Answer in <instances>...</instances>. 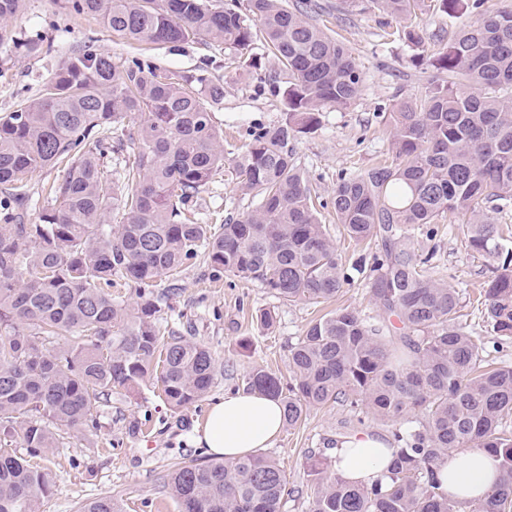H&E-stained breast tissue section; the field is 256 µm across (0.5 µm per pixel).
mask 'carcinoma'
<instances>
[{
    "instance_id": "cac0c4a2",
    "label": "carcinoma",
    "mask_w": 512,
    "mask_h": 512,
    "mask_svg": "<svg viewBox=\"0 0 512 512\" xmlns=\"http://www.w3.org/2000/svg\"><path fill=\"white\" fill-rule=\"evenodd\" d=\"M25 0H0V44L19 43L8 20ZM340 0L398 23L441 78L389 113L392 161L339 177L336 224L381 252L353 270L377 308L340 307L291 345L290 382L255 367L250 389L268 390L295 427L329 403L392 423L394 460L382 482L356 485L323 452L307 456L316 485L308 512H461L439 491L434 469L453 448H484L499 460L498 482L475 512H512V364L488 360L481 336L460 322L456 288L432 278V259L405 243L408 228L443 217L467 228L468 247L488 259L484 317L497 341L512 339V245L492 212L512 207V0ZM131 45L225 47L280 98L285 119L253 125L234 154L241 186L257 207L217 228L197 222L193 198L224 168V133L210 104L224 83L207 70L159 75L140 59L125 65L91 44L68 54L39 93L0 115V512H40L54 484L47 458L64 434L97 423L116 390L154 379L173 413L204 397L217 360L202 343L158 326L157 282L200 255L277 299L322 304L351 277L321 223L293 142L314 132L320 110L355 101L363 72L344 45L314 23L311 0H72ZM435 8L458 18L479 11L448 42L425 37L415 19ZM283 78L264 74L257 40ZM140 117L131 130L126 120ZM129 141L132 159L112 179L104 158ZM64 166L37 219L24 223L28 180ZM118 224L108 222L113 210ZM135 285L131 304L112 298ZM22 442L28 457L16 454ZM288 479L272 458L192 460L169 490L180 512H281ZM78 512H121L110 497Z\"/></svg>"
}]
</instances>
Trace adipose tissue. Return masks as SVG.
Returning a JSON list of instances; mask_svg holds the SVG:
<instances>
[{
  "instance_id": "adipose-tissue-1",
  "label": "adipose tissue",
  "mask_w": 512,
  "mask_h": 512,
  "mask_svg": "<svg viewBox=\"0 0 512 512\" xmlns=\"http://www.w3.org/2000/svg\"><path fill=\"white\" fill-rule=\"evenodd\" d=\"M284 424L280 398L256 390L225 394L196 429L195 441L217 458H239L271 447ZM392 462L385 441L367 433L336 453V469L348 481L369 486L383 479ZM441 490L460 502L484 498L499 476L497 459L482 448L450 450L436 467Z\"/></svg>"
}]
</instances>
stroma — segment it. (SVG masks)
I'll list each match as a JSON object with an SVG mask.
<instances>
[{
  "mask_svg": "<svg viewBox=\"0 0 512 512\" xmlns=\"http://www.w3.org/2000/svg\"><path fill=\"white\" fill-rule=\"evenodd\" d=\"M338 3L315 0L314 19L349 49L364 73L362 91L348 108H324L318 130L294 145L295 157L322 204L319 218L330 225L335 219L328 203L339 175L385 160L390 112L436 77L433 70L415 62L414 48L393 35L385 16L376 12L347 16L339 12ZM9 25L18 39L49 45L50 50L30 54L11 44L0 45V114L12 111L19 99L38 94L71 48L90 43L119 65L141 56L168 74H186L204 66L211 76L223 79L224 99L213 105L211 113L224 133L225 152L242 146L250 126H273L284 119L279 98L251 80L231 49L189 43L176 50L160 47L143 53L113 36L98 19L73 12L68 0H26ZM256 204V197L238 185L228 162L200 191L195 214L200 223L215 224L240 217ZM408 236L419 251L433 253L432 276L459 289L466 329L490 336L480 298L489 264L468 248L465 226L443 219L435 235L412 228ZM158 290L164 295L160 326L193 337L215 352V384L204 398L176 415L164 405L156 384L145 383L133 393L114 392L101 409L100 430L70 432L63 445L51 449L56 478L41 504L42 512H77L80 504L103 496L116 500L123 512H179L168 489L169 475L184 462L205 459L194 431L213 401L244 388L248 373L257 366L289 378L290 345L329 307H349L369 316L376 311L358 279L331 305H288L259 284L213 268L201 257L187 265L178 280H161ZM262 309L277 314L273 332H263L257 323ZM351 418L350 408L340 404L312 410L300 426L283 428L267 448V455L288 477L283 512H307L314 485L305 457L331 447Z\"/></svg>",
  "mask_w": 512,
  "mask_h": 512,
  "instance_id": "obj_1",
  "label": "stroma"
}]
</instances>
